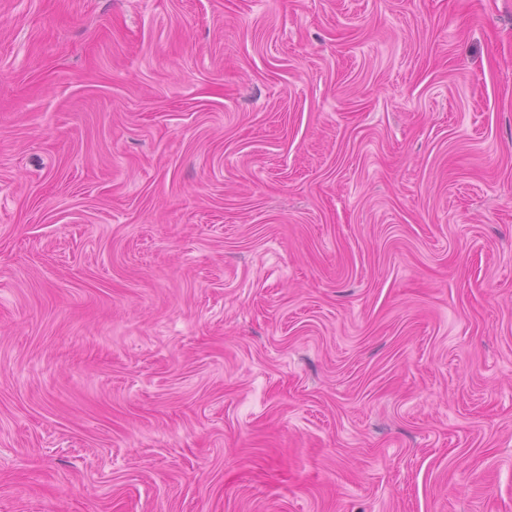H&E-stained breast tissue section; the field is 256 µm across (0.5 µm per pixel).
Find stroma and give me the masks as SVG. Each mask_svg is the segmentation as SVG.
<instances>
[{
  "label": "stroma",
  "instance_id": "35a3bbf8",
  "mask_svg": "<svg viewBox=\"0 0 512 512\" xmlns=\"http://www.w3.org/2000/svg\"><path fill=\"white\" fill-rule=\"evenodd\" d=\"M0 512H512V0H0Z\"/></svg>",
  "mask_w": 512,
  "mask_h": 512
}]
</instances>
